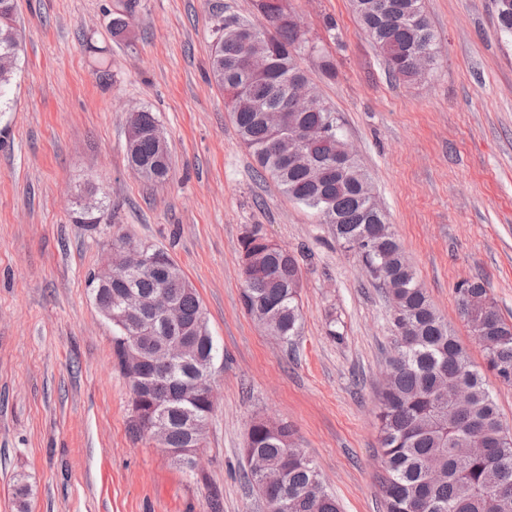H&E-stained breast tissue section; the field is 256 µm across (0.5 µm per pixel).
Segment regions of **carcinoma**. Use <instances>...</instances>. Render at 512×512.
I'll use <instances>...</instances> for the list:
<instances>
[{"label": "carcinoma", "mask_w": 512, "mask_h": 512, "mask_svg": "<svg viewBox=\"0 0 512 512\" xmlns=\"http://www.w3.org/2000/svg\"><path fill=\"white\" fill-rule=\"evenodd\" d=\"M363 30L379 49L389 73L415 80L423 69L405 62L411 54L434 64L437 37L422 0H352ZM498 30L512 35V6L494 0ZM135 0H126L112 17V35L125 28L124 16ZM16 0H0V111L9 107L7 87L22 41L15 26ZM251 22L237 16H217L210 72L219 86L233 87L227 106L240 140L252 150L257 175L268 176L292 201L334 218V235L356 254L386 288L392 305L394 355L379 399L381 457L385 464L382 491L386 512H512V496L497 497L495 489L512 483V433L503 425L483 374L438 315L392 234L383 232L385 217L364 192L368 178L355 155L346 153V140L336 113L327 107L301 68V54H314L296 26L276 24L268 41L246 45ZM267 58L263 73L246 66L249 52ZM298 84L308 86L316 108L285 112L281 124L266 114L282 108ZM127 159L139 176L155 182L169 179L167 139L153 113L136 112L128 131ZM98 208H79L73 221L93 227L108 208L106 196L94 186ZM242 303L246 312L272 336L288 340L299 334L300 269L285 247L272 245L258 230H245L239 242ZM155 264L129 272L112 271V282L101 288L99 308H112V343L119 363L128 352L142 358L132 394L142 403L141 420L132 429L144 433L146 423L159 418L166 427V447L188 459L193 445L187 423L206 426L213 406L204 396L185 398L193 374L214 364L219 350L210 335L196 288L162 248H147ZM164 293L180 315L174 319L157 310L153 300ZM461 316L469 314L468 298L487 297L480 281L456 288ZM134 305L133 321L124 319L125 300ZM484 326L471 328L486 353L487 368L512 385V322L486 301L480 313ZM183 340L191 354L167 369L155 352L169 341ZM469 391L458 410L448 409L458 386ZM258 457L267 482L247 473L249 482L267 504H286L278 512H340L321 475L298 448L290 426L253 422L244 457Z\"/></svg>", "instance_id": "1"}]
</instances>
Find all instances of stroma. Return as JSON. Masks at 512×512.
I'll return each mask as SVG.
<instances>
[{
	"label": "stroma",
	"instance_id": "1",
	"mask_svg": "<svg viewBox=\"0 0 512 512\" xmlns=\"http://www.w3.org/2000/svg\"><path fill=\"white\" fill-rule=\"evenodd\" d=\"M117 2L17 0L23 52L0 114V512H268L243 475L259 418L292 425L342 512H385L377 412L390 304L330 225L257 177L209 75L216 13L258 21L254 0H137L116 37ZM286 3L336 74L309 56L302 68L512 429V385L487 370L456 294L482 278L512 321V39L493 0H424L441 56L412 82L388 74L350 0ZM141 109L168 140L162 183L128 164L127 120ZM89 184L111 202L93 229L73 221ZM253 226L301 267L289 343L242 304L239 241ZM120 236L170 253L220 348L191 471L130 429L129 379L88 285Z\"/></svg>",
	"mask_w": 512,
	"mask_h": 512
}]
</instances>
